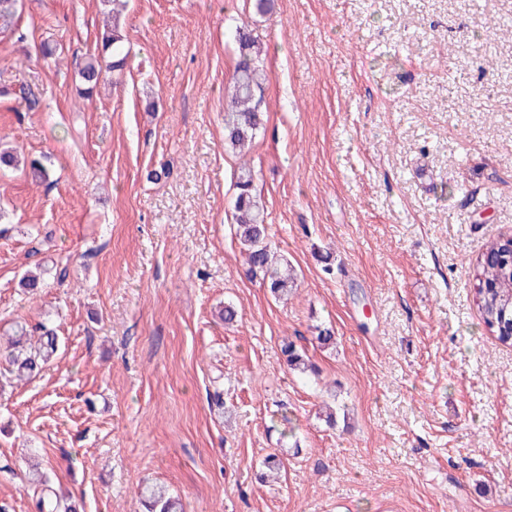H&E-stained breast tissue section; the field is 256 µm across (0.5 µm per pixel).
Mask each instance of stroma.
Wrapping results in <instances>:
<instances>
[{"mask_svg":"<svg viewBox=\"0 0 512 512\" xmlns=\"http://www.w3.org/2000/svg\"><path fill=\"white\" fill-rule=\"evenodd\" d=\"M105 10L19 0L0 30V147L53 179L0 170V346L62 340L29 380L0 360V512H38L32 462L77 512H143L152 484L183 512H512V347L470 283L512 236V0H128L127 65L85 99ZM235 21L264 50L249 160L297 274L280 301L231 220ZM282 353L285 356L286 364L290 370L297 371L301 374L308 372L315 374V365L309 360L305 352L300 353L297 350L294 343L285 342Z\"/></svg>","mask_w":512,"mask_h":512,"instance_id":"1","label":"stroma"}]
</instances>
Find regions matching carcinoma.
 <instances>
[{"mask_svg":"<svg viewBox=\"0 0 512 512\" xmlns=\"http://www.w3.org/2000/svg\"><path fill=\"white\" fill-rule=\"evenodd\" d=\"M119 2L112 0V29L102 37V54L87 59L80 68L83 92L90 94L107 74L126 65L125 36L119 26ZM18 0H0V28L13 25ZM240 53L224 108V142L244 156L250 150L263 124L262 113L255 103V91L265 79L264 59L247 26L235 27L232 33ZM234 224L236 236L245 249L247 272L260 279L270 294L281 298L295 284V272L288 261L279 257L266 242L264 211L256 192L255 174L249 163L241 164L235 174ZM473 301L487 331L503 345L512 346V237L489 241L472 267ZM41 335L32 340L26 330L18 331L11 340L9 361L18 376L31 375L57 352L58 336L44 324ZM282 353L289 369L301 374L316 372L306 354L292 342L284 343ZM141 495L146 512H179L177 502L165 489L146 486Z\"/></svg>","mask_w":512,"mask_h":512,"instance_id":"1","label":"carcinoma"}]
</instances>
